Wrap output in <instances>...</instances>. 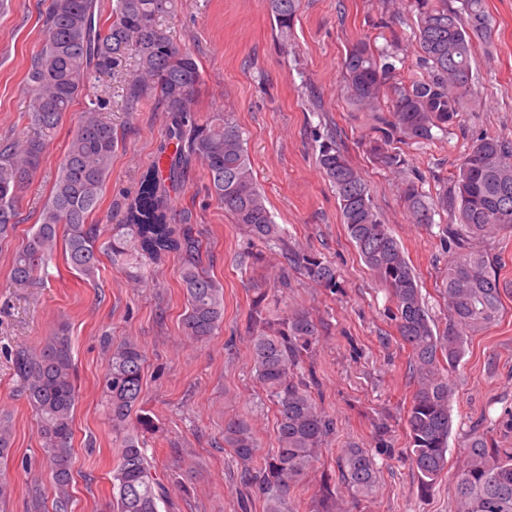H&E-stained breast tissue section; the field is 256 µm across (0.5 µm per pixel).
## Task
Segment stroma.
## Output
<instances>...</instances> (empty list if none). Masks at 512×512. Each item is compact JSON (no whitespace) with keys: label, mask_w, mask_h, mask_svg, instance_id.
<instances>
[{"label":"stroma","mask_w":512,"mask_h":512,"mask_svg":"<svg viewBox=\"0 0 512 512\" xmlns=\"http://www.w3.org/2000/svg\"><path fill=\"white\" fill-rule=\"evenodd\" d=\"M495 25L472 62L469 112L430 144L407 148L398 171L374 169L363 143L376 123L372 112L351 110L341 99V62L357 38L384 46L383 29L402 35V54L411 57L415 23L408 0H302L289 42H282L267 0H178L162 28L198 59L202 72L193 108L199 117L233 113L243 132L257 182L276 223L293 249L322 254L337 270L336 288H324L287 270L280 252L262 250L208 191L202 167L172 191L173 223L191 213L210 254V274L224 287V321L206 342L185 336V300L177 257L150 268L146 282L130 279L102 259L87 280L56 261L41 285L20 291L8 272L46 201L71 132L87 98H79L49 142L40 169L17 202L15 233L0 244V413L12 419L14 491L4 512H30L39 490L52 512V475L43 460L36 417L20 393L14 371L19 346L36 347L58 324L71 337L78 399L74 411L72 512H105L112 497V427L102 404L101 381L112 344L128 340L144 351V412L152 421L143 438L147 456L164 484L160 512H264L247 494L236 463L224 446L225 421L249 420L261 453L276 446L275 408L254 379L247 344L251 303L268 294L277 309L309 313L321 336L314 362L317 402L333 418L335 432L291 499V512H309L310 497L323 477H336L335 460L355 442L375 446V430L387 423L390 456H376L380 480L354 512H457L454 475L474 429L488 432L499 447H512V228L475 240L493 261L503 288L499 322L471 333L466 354L452 374L453 429L448 471L429 497L417 494L409 459L406 409L414 387L408 349L390 319L384 286L364 264L341 221L334 188L319 168L318 145L335 134L362 169L383 221L414 268L422 296L436 321L446 315L441 291L450 254L437 228L412 223L401 187L421 175L435 192L459 167L473 138L512 135V0H486ZM50 0H0V139L21 137L24 77L42 40L41 19ZM135 69L127 58L119 74L94 82L89 95L105 97L118 137L112 172L93 223L109 229L123 220V205L134 196L166 135V114L150 102L138 111L126 103L125 78ZM287 284H280V270Z\"/></svg>","instance_id":"1"}]
</instances>
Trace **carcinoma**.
Wrapping results in <instances>:
<instances>
[{"mask_svg":"<svg viewBox=\"0 0 512 512\" xmlns=\"http://www.w3.org/2000/svg\"><path fill=\"white\" fill-rule=\"evenodd\" d=\"M174 0H112L108 17H96V0H51L42 19V43L32 58L24 87L23 139L0 140V241L17 224L16 199L36 175L43 151L75 101L92 80L113 73L128 52L137 73L126 88L130 110L146 101L161 104L169 121L168 142L147 169L137 194L126 204L123 224L100 241L90 219L100 207L112 170L116 132L96 97L80 113L37 228L9 270L21 291L37 287L64 240L67 267L85 277L98 270L100 255L132 278L175 253L181 280L187 336L204 341L224 318V289L207 272L203 244L192 224L169 223L170 189L204 166L211 196L250 237L288 255V266L315 283L336 287V269L317 252L288 247L286 231L273 219L258 188L243 133L229 113L197 118L191 101L201 84L194 56L158 26ZM280 37L290 36L301 0H268ZM416 23V58L402 75L398 34L379 48L355 40L342 61L340 95L358 109L376 112L373 135L364 146L371 162L395 171L406 163L394 143L418 146L448 132L467 111L476 43L492 39L486 0H410ZM317 161L336 189L342 223L365 264L378 276L393 303L396 331L410 349L415 390L406 415L409 451L420 496L430 494L447 469L452 430L451 374L465 355L466 337L499 320L502 288L494 264L474 240L512 226V136L485 135L469 146L459 171L428 195L416 177L402 189L408 216L427 228L442 211L458 223L442 227L453 246L442 295L448 312L439 327L425 306L416 273L400 243L384 224L361 171L331 135L319 145ZM320 331L303 311L273 316L264 299L253 301L249 348L254 376L276 405L278 447L265 456L251 425L233 418L224 425V445L240 465L239 476L264 504L265 512H288V503L307 470L335 431L318 406L319 383L312 360ZM145 357L134 343L112 347L102 390L115 435L109 512H159L161 488L146 448L132 422L143 400ZM20 389L38 417L44 460L55 487L54 512H71L72 440L77 398L67 329L59 327L43 345L21 347L15 356ZM10 419L0 417V461L12 447ZM338 480L354 500L370 496L377 470L365 448L350 445L336 461ZM459 512H512V448L495 447L485 432L470 435L456 474ZM311 512H349L336 485L323 479Z\"/></svg>","mask_w":512,"mask_h":512,"instance_id":"cac0c4a2","label":"carcinoma"}]
</instances>
